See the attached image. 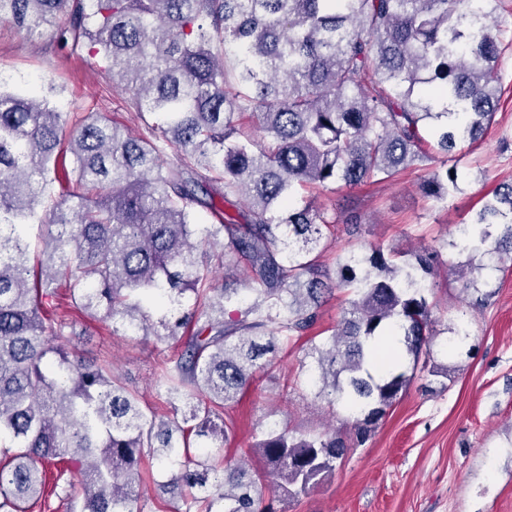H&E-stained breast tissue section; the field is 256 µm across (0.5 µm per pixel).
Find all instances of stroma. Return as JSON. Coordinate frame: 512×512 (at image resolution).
Masks as SVG:
<instances>
[{
	"mask_svg": "<svg viewBox=\"0 0 512 512\" xmlns=\"http://www.w3.org/2000/svg\"><path fill=\"white\" fill-rule=\"evenodd\" d=\"M498 75L504 95L495 122L482 140L466 147L457 166L459 189L446 201L419 189L421 177L441 166L437 154L393 181L302 190V197L329 216L355 211L367 226L363 238H343L328 247L322 257L328 270H335L338 256L371 243L401 250L439 246L444 260L461 262V254L447 246L456 228L471 222L485 194L512 180V47L502 52ZM0 87L51 95L71 125L97 111L136 134L146 132L144 118L128 107L101 56L86 49L66 54L49 30L29 36L0 25ZM496 278L497 293L481 309L466 305L453 278L432 283L429 299L439 328L434 350L438 362L448 366L447 382L416 377L375 434L348 449L334 473L286 512H512V266ZM43 304L73 323L78 355L112 362L128 388L154 402L160 370L153 339L98 322L61 295ZM463 321L470 338L449 347L452 328ZM304 359L301 345L288 346L270 372L227 409L225 456H240L264 423L299 435L341 424V416L329 415L309 387L279 394L276 378L297 375Z\"/></svg>",
	"mask_w": 512,
	"mask_h": 512,
	"instance_id": "35a3bbf8",
	"label": "stroma"
}]
</instances>
